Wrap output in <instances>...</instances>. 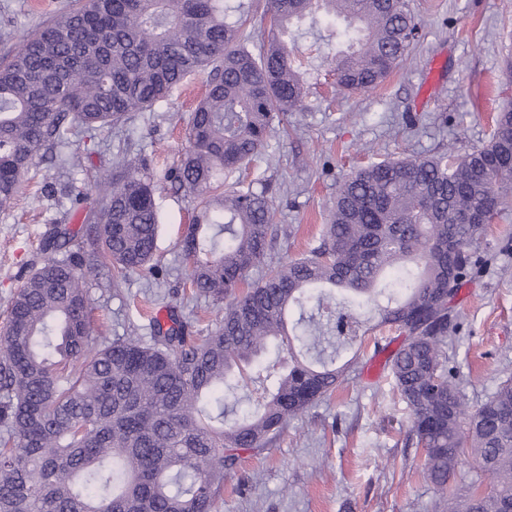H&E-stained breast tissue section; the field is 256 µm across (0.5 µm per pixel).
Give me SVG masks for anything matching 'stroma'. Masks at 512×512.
<instances>
[{"label":"stroma","mask_w":512,"mask_h":512,"mask_svg":"<svg viewBox=\"0 0 512 512\" xmlns=\"http://www.w3.org/2000/svg\"><path fill=\"white\" fill-rule=\"evenodd\" d=\"M74 0H0V60L22 35L72 6ZM417 32L407 61L382 85L353 96L336 92L327 58L346 49L325 24L299 25L295 64L306 77L303 109L287 130H274L242 183L270 184L278 237L269 264L295 259L319 237L345 174L386 158L457 154L487 144L499 106L512 101L503 69L512 60V0H407ZM206 77H187L152 111L131 113L121 125L89 139L70 138L79 168L59 171L49 160L24 177L13 205L0 211V326L11 299L33 265L47 258L43 245L54 225L80 227L82 215L54 186L86 184L122 158H140L159 176L156 265L152 276L134 273L112 287L102 268L87 288L93 299V342L138 332L146 336L158 312L179 303L199 330L216 312L194 298L177 241L195 202L174 191L165 171L187 145L188 117L202 98ZM478 264L462 288L448 366L470 408H478L512 372V208L489 224L474 244ZM369 331L350 350L353 370L330 399L291 420L277 444L243 453L224 478L218 512H433L438 497L422 475L423 451L409 437L408 415L376 343L395 339Z\"/></svg>","instance_id":"stroma-1"}]
</instances>
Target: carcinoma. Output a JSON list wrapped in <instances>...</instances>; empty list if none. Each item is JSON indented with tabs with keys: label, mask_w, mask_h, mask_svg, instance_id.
Here are the masks:
<instances>
[{
	"label": "carcinoma",
	"mask_w": 512,
	"mask_h": 512,
	"mask_svg": "<svg viewBox=\"0 0 512 512\" xmlns=\"http://www.w3.org/2000/svg\"><path fill=\"white\" fill-rule=\"evenodd\" d=\"M236 10L231 21L224 0H81L0 65L1 210L36 158L81 166L62 151L73 126H114L207 74L167 179L197 200L178 247L195 296L219 317L202 334L175 304L172 325L153 322L147 340L94 344L88 281L109 263L116 287L153 260L154 176L124 158L85 191L60 188L83 228L54 227L47 247L63 257L30 272L0 337V512H215L240 452L272 447L343 384L351 362L336 358L369 330L363 305L404 336L386 365L444 509L512 512V376L472 411L448 370V301L474 265L471 247L512 202V104L489 143L463 156L450 148L351 173L319 245L252 280L271 251L272 188L230 177L303 106L290 25L319 10L346 23L336 89L355 93L406 61L415 23L405 0H266L256 35ZM271 346L279 371L260 362ZM251 365L262 393L228 423L224 393ZM465 463L474 477L458 491L449 482Z\"/></svg>",
	"instance_id": "carcinoma-1"
}]
</instances>
